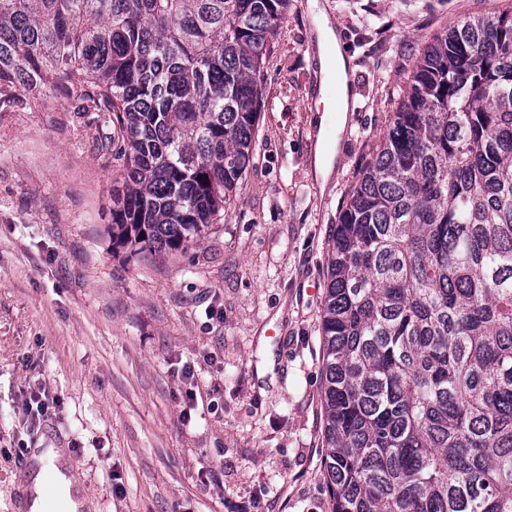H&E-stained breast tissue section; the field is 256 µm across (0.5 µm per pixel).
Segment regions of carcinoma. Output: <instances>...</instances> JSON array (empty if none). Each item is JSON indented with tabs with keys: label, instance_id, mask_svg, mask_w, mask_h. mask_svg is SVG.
Segmentation results:
<instances>
[{
	"label": "carcinoma",
	"instance_id": "carcinoma-1",
	"mask_svg": "<svg viewBox=\"0 0 512 512\" xmlns=\"http://www.w3.org/2000/svg\"><path fill=\"white\" fill-rule=\"evenodd\" d=\"M288 0H0V112L66 98L115 167L112 247L231 206ZM331 512H512V10L424 47L332 239Z\"/></svg>",
	"mask_w": 512,
	"mask_h": 512
}]
</instances>
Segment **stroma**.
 <instances>
[{
    "mask_svg": "<svg viewBox=\"0 0 512 512\" xmlns=\"http://www.w3.org/2000/svg\"><path fill=\"white\" fill-rule=\"evenodd\" d=\"M320 2L354 94L327 188L313 166L316 23L310 0H290L237 199L183 253H113L93 114L53 97L0 112V512H16L30 453L48 447L68 450L83 512H331L328 242L425 45L512 0ZM39 382L53 405L34 418L21 404Z\"/></svg>",
    "mask_w": 512,
    "mask_h": 512,
    "instance_id": "obj_1",
    "label": "stroma"
}]
</instances>
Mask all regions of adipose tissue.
<instances>
[{"instance_id":"1","label":"adipose tissue","mask_w":512,"mask_h":512,"mask_svg":"<svg viewBox=\"0 0 512 512\" xmlns=\"http://www.w3.org/2000/svg\"><path fill=\"white\" fill-rule=\"evenodd\" d=\"M314 16L317 21L320 71L322 75L336 79L333 96L326 101L325 109L337 112L338 121L343 124L348 119L351 99L348 78L350 61L341 50L337 33L326 13L319 9ZM33 457L37 468L30 475L32 493L25 503L28 512H56L61 503L50 492L55 485L66 488L67 501L63 504H66L69 512H79L86 503L85 489L72 471L66 450L38 448L34 450Z\"/></svg>"}]
</instances>
